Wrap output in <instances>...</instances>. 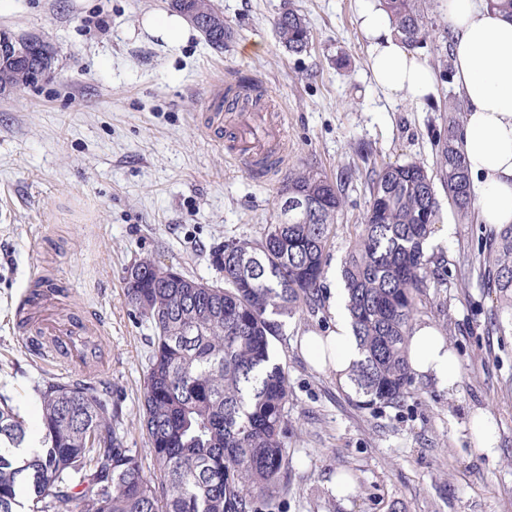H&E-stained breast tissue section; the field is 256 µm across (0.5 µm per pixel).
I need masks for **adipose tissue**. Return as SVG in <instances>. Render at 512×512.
<instances>
[{"label":"adipose tissue","mask_w":512,"mask_h":512,"mask_svg":"<svg viewBox=\"0 0 512 512\" xmlns=\"http://www.w3.org/2000/svg\"><path fill=\"white\" fill-rule=\"evenodd\" d=\"M360 29L368 41L372 83L391 101H425L435 93V77L424 56L395 32L376 0H359ZM450 34L454 79L465 102L458 135L478 223L489 229L512 224V20L490 9L485 0H443ZM143 29L171 48L188 38L190 29L176 12H149ZM332 324L310 331L299 344L309 362L345 380L360 350L347 310L345 294L334 297ZM413 371L454 387L460 360L439 330L414 325L409 336Z\"/></svg>","instance_id":"ef3b65f1"}]
</instances>
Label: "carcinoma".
<instances>
[{
    "label": "carcinoma",
    "instance_id": "carcinoma-1",
    "mask_svg": "<svg viewBox=\"0 0 512 512\" xmlns=\"http://www.w3.org/2000/svg\"><path fill=\"white\" fill-rule=\"evenodd\" d=\"M410 45L429 24L426 0H382ZM170 10L194 14L206 42L224 46L229 28L211 0H169ZM280 43L307 50L311 32L295 10L274 21ZM20 61L0 62V81L20 94L48 58L30 47ZM259 103L247 78L227 89ZM460 107L448 102V125L436 144L435 172L409 161L374 174L364 224L341 276L361 359L350 387L363 404H398L411 374L408 338L418 304L434 287L424 244L439 220L434 180L448 194L458 223L474 214L467 168L457 145ZM277 223L255 240H228L212 264L224 285L183 276L147 257L125 280L128 303L154 332L141 395L140 423L152 460L145 469L115 430L118 413L84 386L52 381L37 389L38 450L24 417L0 397V512H257L288 476L284 442L288 372L274 357L281 318L315 310L322 297L326 253L342 206L338 184L312 167L291 170L277 196ZM483 272L496 289V324L512 326V224L487 239Z\"/></svg>",
    "mask_w": 512,
    "mask_h": 512
}]
</instances>
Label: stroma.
<instances>
[{
    "label": "stroma",
    "instance_id": "1",
    "mask_svg": "<svg viewBox=\"0 0 512 512\" xmlns=\"http://www.w3.org/2000/svg\"><path fill=\"white\" fill-rule=\"evenodd\" d=\"M214 3L231 31L220 49L197 31L177 48L146 33L144 14L167 10L168 0H11L0 14V29L45 36L57 51L50 77L0 95V396L38 433L36 386L77 376L60 363L47 368L17 318L63 323L84 313L99 326L91 338L106 364L99 386L122 411L119 434L150 465L140 412L153 331L128 304L124 276L152 257L215 280L217 247L276 223L280 180L253 179L205 124L210 101L247 76L281 121L289 169L309 165L344 182L325 304L285 317L273 340L288 370L289 469L261 512H512V331L489 324L482 225L456 224L451 240L435 233L424 247L439 276L416 320L457 352L453 389L415 374L401 403L363 406L298 344L329 323L334 275L364 221L374 172L435 164L456 91L439 62L448 47L441 0H428L433 26L419 45L435 75L430 105L392 103L372 87L357 0ZM288 8L310 27L307 52H288L276 37L274 21ZM45 272L63 288L49 308L32 298ZM478 409L496 426V458L469 429ZM342 476L355 485L346 500L332 493Z\"/></svg>",
    "mask_w": 512,
    "mask_h": 512
}]
</instances>
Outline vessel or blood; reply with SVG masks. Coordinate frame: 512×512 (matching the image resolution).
Instances as JSON below:
<instances>
[{
    "label": "vessel or blood",
    "mask_w": 512,
    "mask_h": 512,
    "mask_svg": "<svg viewBox=\"0 0 512 512\" xmlns=\"http://www.w3.org/2000/svg\"><path fill=\"white\" fill-rule=\"evenodd\" d=\"M228 107L224 122L209 124V131L232 147L243 168L252 175L266 177L282 167L288 155L278 118L251 108L239 109L234 101ZM92 329L89 320L74 317L61 327L43 321L39 333L49 337L54 351L62 355L71 370L81 372L97 362V352L88 342Z\"/></svg>",
    "instance_id": "obj_1"
}]
</instances>
